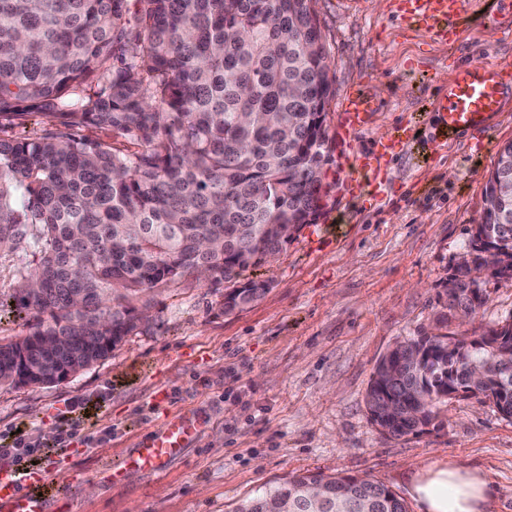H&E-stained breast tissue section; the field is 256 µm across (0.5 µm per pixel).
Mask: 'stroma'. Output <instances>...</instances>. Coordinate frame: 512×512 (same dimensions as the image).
<instances>
[{
	"label": "stroma",
	"instance_id": "35a3bbf8",
	"mask_svg": "<svg viewBox=\"0 0 512 512\" xmlns=\"http://www.w3.org/2000/svg\"><path fill=\"white\" fill-rule=\"evenodd\" d=\"M455 45L432 40L400 0H313L330 64L322 209L274 258L249 269L266 293L225 313L228 283L189 276L141 300L149 317L102 360L49 385L0 384V431L19 424L51 437L73 398L90 401L89 431L108 441L52 454L47 476L73 485L51 512H233L291 474L321 472L385 484L417 512L411 486L434 462L480 471L496 512H512V420L474 399L442 406L434 427L395 438L371 421L365 397L395 343L438 329L482 331L512 316V280L478 281L474 314H448L445 285L468 250L500 147L512 141V90L484 131L430 145L435 103L456 66L512 62V0H489ZM497 32H489L488 20ZM375 108L339 142L341 100ZM412 128L388 158L376 199L350 195L345 156ZM197 431L164 473L125 466L164 421Z\"/></svg>",
	"mask_w": 512,
	"mask_h": 512
}]
</instances>
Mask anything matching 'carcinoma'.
<instances>
[{
	"label": "carcinoma",
	"mask_w": 512,
	"mask_h": 512,
	"mask_svg": "<svg viewBox=\"0 0 512 512\" xmlns=\"http://www.w3.org/2000/svg\"><path fill=\"white\" fill-rule=\"evenodd\" d=\"M0 0V122L33 103L49 126L0 138V259L15 258L0 311L33 315L0 341V383L46 385L106 358L142 323L133 298L189 275L232 282L230 313L266 283L242 272L316 219L329 69L312 0ZM112 131L136 150L77 134ZM491 264L448 278V308L475 311L478 278L512 271V142L503 145L470 245ZM512 316L480 334L406 339L381 357L366 406L400 404L385 424L418 436L471 366L482 402L512 417ZM235 512H407L382 483L296 475Z\"/></svg>",
	"instance_id": "obj_1"
}]
</instances>
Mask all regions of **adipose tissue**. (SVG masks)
<instances>
[{
	"label": "adipose tissue",
	"mask_w": 512,
	"mask_h": 512,
	"mask_svg": "<svg viewBox=\"0 0 512 512\" xmlns=\"http://www.w3.org/2000/svg\"><path fill=\"white\" fill-rule=\"evenodd\" d=\"M419 512H494L495 495L481 475L448 466L420 474L411 487Z\"/></svg>",
	"instance_id": "1"
}]
</instances>
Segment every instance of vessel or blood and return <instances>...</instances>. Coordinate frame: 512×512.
<instances>
[{
  "label": "vessel or blood",
  "instance_id": "1",
  "mask_svg": "<svg viewBox=\"0 0 512 512\" xmlns=\"http://www.w3.org/2000/svg\"><path fill=\"white\" fill-rule=\"evenodd\" d=\"M464 4L465 0H404L406 12L415 17L420 28L448 44L456 40L454 18ZM508 75H512V64L508 62L457 68L438 101L439 137L451 138L485 127L501 108L504 78ZM339 110L337 136L346 141L368 125L374 107L364 93L355 91L342 100ZM402 141V135L389 136L372 153L353 159L352 164L363 176H379L388 153ZM193 432L188 419L170 420L142 439L130 462L145 470H162ZM71 492V484L50 481L42 468L0 472V512H47L50 502Z\"/></svg>",
  "mask_w": 512,
  "mask_h": 512
}]
</instances>
